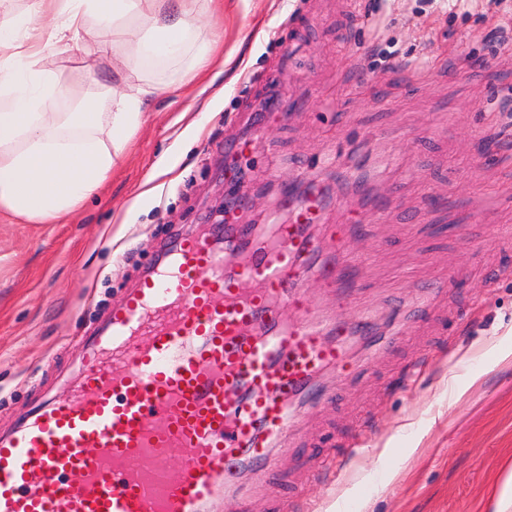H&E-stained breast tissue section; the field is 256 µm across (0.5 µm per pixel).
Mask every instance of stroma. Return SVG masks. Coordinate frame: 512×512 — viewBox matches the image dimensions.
<instances>
[{"label":"stroma","instance_id":"1","mask_svg":"<svg viewBox=\"0 0 512 512\" xmlns=\"http://www.w3.org/2000/svg\"><path fill=\"white\" fill-rule=\"evenodd\" d=\"M509 16L512 0H224L225 65L155 95L80 209L0 218V430L73 388L83 340L161 245L210 235L235 198L236 223L266 233L289 185L317 184L320 224L356 227L358 288L340 305L311 280L307 298L370 316L381 341L354 346L352 376L321 377L275 474L246 471L223 512H497L512 472V137L496 135L512 52L494 31ZM47 56L80 99L112 87L111 60L62 43ZM272 89L282 105L260 118ZM163 159L174 174L136 201Z\"/></svg>","mask_w":512,"mask_h":512}]
</instances>
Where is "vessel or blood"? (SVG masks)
Instances as JSON below:
<instances>
[{
  "mask_svg": "<svg viewBox=\"0 0 512 512\" xmlns=\"http://www.w3.org/2000/svg\"><path fill=\"white\" fill-rule=\"evenodd\" d=\"M320 203L289 201L236 256L179 238L86 340L76 385L0 434V512H217L242 466L275 471L293 400L353 367L352 327L305 298L311 278L342 305L353 287L347 225L317 258Z\"/></svg>",
  "mask_w": 512,
  "mask_h": 512,
  "instance_id": "obj_1",
  "label": "vessel or blood"
}]
</instances>
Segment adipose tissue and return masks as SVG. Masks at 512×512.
Masks as SVG:
<instances>
[{
    "instance_id": "obj_1",
    "label": "adipose tissue",
    "mask_w": 512,
    "mask_h": 512,
    "mask_svg": "<svg viewBox=\"0 0 512 512\" xmlns=\"http://www.w3.org/2000/svg\"><path fill=\"white\" fill-rule=\"evenodd\" d=\"M223 10L224 0H30L0 20V214L50 224L79 209L122 164L150 96L212 65L214 35L199 20ZM52 42L112 57L111 93L61 111L72 91L47 63ZM119 46L126 54L113 56ZM145 60L164 67L165 81L135 75Z\"/></svg>"
}]
</instances>
